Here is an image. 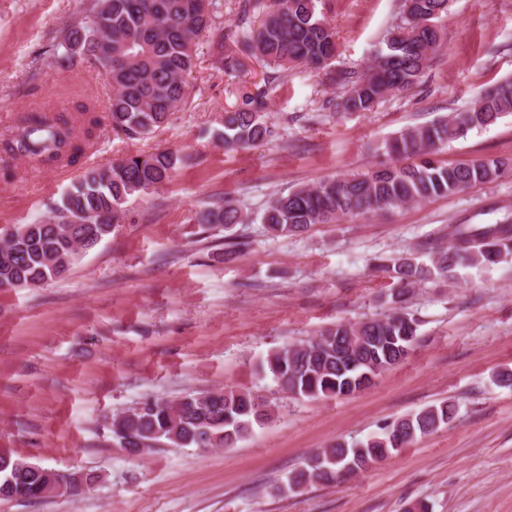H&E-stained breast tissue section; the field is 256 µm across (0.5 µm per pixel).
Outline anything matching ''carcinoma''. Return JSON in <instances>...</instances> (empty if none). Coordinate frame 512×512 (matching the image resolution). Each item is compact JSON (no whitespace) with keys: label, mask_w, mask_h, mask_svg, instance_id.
I'll return each mask as SVG.
<instances>
[{"label":"carcinoma","mask_w":512,"mask_h":512,"mask_svg":"<svg viewBox=\"0 0 512 512\" xmlns=\"http://www.w3.org/2000/svg\"><path fill=\"white\" fill-rule=\"evenodd\" d=\"M319 0H239L235 27L216 18L222 0H88L81 20L54 38L41 67L69 72L81 63L97 68L109 81V111L100 118L83 104L78 116L40 111L21 116L15 132L0 143V161L26 159L39 167L72 164L89 147L94 131L107 120L130 139L146 136L179 111L187 97L185 76L196 66L198 43L208 32V53L217 70L241 65L224 54V42L241 44L263 64L288 69L327 66L336 56L333 27L317 11ZM450 0H401L402 26L374 55L367 70L338 69L330 81L345 88L335 107L369 112L387 94L412 89L439 51L438 22ZM260 17L259 25L249 22ZM512 113V80L484 89L462 112L385 143L395 163L367 173L324 179L270 199L259 220L275 236L298 235L314 224H331L409 203L455 195L493 182L512 171V159H482L450 164L436 158L448 143ZM86 139L77 141L76 123ZM276 135L266 106V91L251 95L244 107L224 115L214 136L226 146L248 147ZM189 157L161 149L124 157L87 170L55 205L52 216L22 224L0 240V288L38 287L69 270L80 254L117 228L132 198L145 197L168 183ZM210 230H232L249 221L247 212L225 199L195 213ZM512 253V222L456 224L445 242L427 239L404 256L380 258L378 266L396 280L386 296L388 310L358 322H338L318 335L274 350L261 363L276 386L298 399L346 397L362 391L394 365L400 348L421 342L419 319L405 306L412 288L453 276L457 268L493 265ZM452 402H442L398 418L381 432L352 446L338 442L310 457L287 478L289 493L317 483L336 486L341 473L354 476L372 463L409 447L448 424ZM274 417L261 396L235 389L191 392L177 400L146 398L112 416V438L138 454L160 445L176 448H233ZM27 459L0 457V499L39 501L56 477L40 466L17 470Z\"/></svg>","instance_id":"1"}]
</instances>
